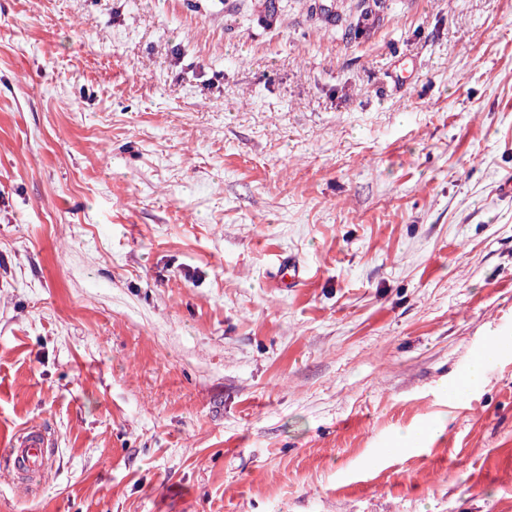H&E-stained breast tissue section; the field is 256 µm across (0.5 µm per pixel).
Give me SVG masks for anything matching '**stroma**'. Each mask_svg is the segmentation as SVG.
Here are the masks:
<instances>
[{
	"label": "stroma",
	"instance_id": "obj_1",
	"mask_svg": "<svg viewBox=\"0 0 512 512\" xmlns=\"http://www.w3.org/2000/svg\"><path fill=\"white\" fill-rule=\"evenodd\" d=\"M509 173L512 0H0V512H512ZM278 280L283 288H299L303 283V268L299 262L288 257L280 264ZM494 349L489 347L475 355L470 368L463 379V386H473L478 384L483 378L485 364L494 357L495 352L497 353L512 349V340L507 338L497 339L494 343ZM2 453L17 484L27 486L31 478L44 473L52 463L55 448L43 430L32 426L18 434Z\"/></svg>",
	"mask_w": 512,
	"mask_h": 512
}]
</instances>
